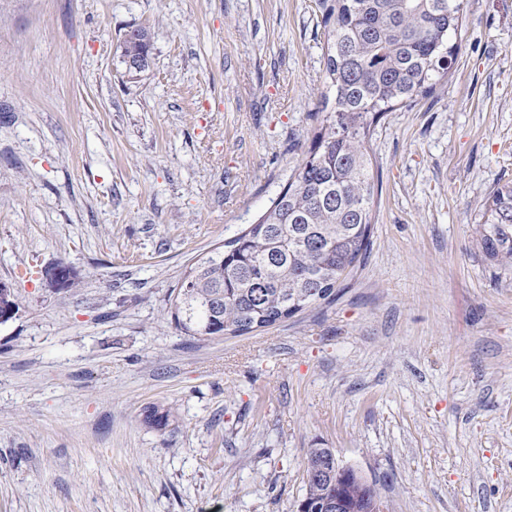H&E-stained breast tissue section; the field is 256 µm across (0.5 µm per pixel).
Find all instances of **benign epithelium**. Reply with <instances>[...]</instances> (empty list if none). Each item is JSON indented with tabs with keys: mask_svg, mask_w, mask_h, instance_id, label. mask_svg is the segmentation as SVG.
Segmentation results:
<instances>
[{
	"mask_svg": "<svg viewBox=\"0 0 512 512\" xmlns=\"http://www.w3.org/2000/svg\"><path fill=\"white\" fill-rule=\"evenodd\" d=\"M17 311L18 304L13 288L0 281V324L10 320ZM313 474L321 481L336 488V494L318 502L313 510H304L306 501L303 500L299 504V512H358L360 508L363 509V512H387V504L377 494L375 485L365 479L358 469L342 464L333 452H328L322 464L313 471ZM345 479L363 485L369 501L359 507L346 503L341 493L342 481Z\"/></svg>",
	"mask_w": 512,
	"mask_h": 512,
	"instance_id": "1",
	"label": "benign epithelium"
}]
</instances>
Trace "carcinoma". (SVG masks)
Instances as JSON below:
<instances>
[{
  "instance_id": "carcinoma-1",
  "label": "carcinoma",
  "mask_w": 512,
  "mask_h": 512,
  "mask_svg": "<svg viewBox=\"0 0 512 512\" xmlns=\"http://www.w3.org/2000/svg\"><path fill=\"white\" fill-rule=\"evenodd\" d=\"M466 0H318L334 107L286 187L241 235L186 273L172 316L190 336H240L330 298L368 249V116L426 96L448 75ZM147 33L122 55H149ZM483 255L512 268V185L489 195Z\"/></svg>"
}]
</instances>
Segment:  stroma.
I'll return each mask as SVG.
<instances>
[{"label":"stroma","instance_id":"obj_1","mask_svg":"<svg viewBox=\"0 0 512 512\" xmlns=\"http://www.w3.org/2000/svg\"><path fill=\"white\" fill-rule=\"evenodd\" d=\"M316 2L0 0V512H298L310 448L390 512H512V270L474 239L512 183V0H468L443 84L373 123L335 296L244 336L171 314L311 148Z\"/></svg>","mask_w":512,"mask_h":512}]
</instances>
